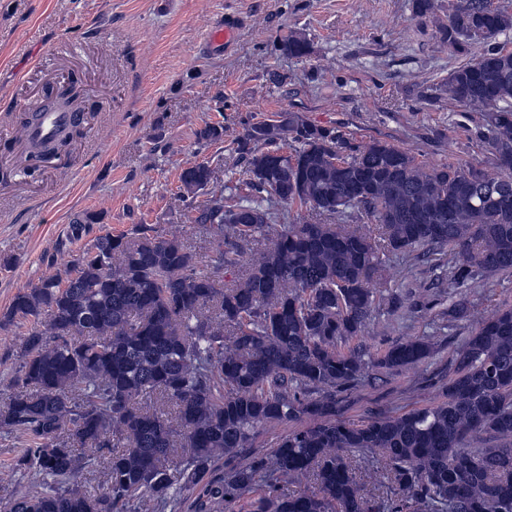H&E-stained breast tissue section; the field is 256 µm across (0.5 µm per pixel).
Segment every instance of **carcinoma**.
Listing matches in <instances>:
<instances>
[{
    "label": "carcinoma",
    "instance_id": "obj_1",
    "mask_svg": "<svg viewBox=\"0 0 512 512\" xmlns=\"http://www.w3.org/2000/svg\"><path fill=\"white\" fill-rule=\"evenodd\" d=\"M474 2L448 0L440 42L487 48L440 89L484 113L497 175L427 166L290 113L236 138L254 144L241 185L305 215L276 225L247 196L224 202V171L202 161L180 182L205 197L190 223L209 253L137 227L15 295L5 323L36 325L18 387L0 396V436L26 439L13 470L35 478L5 512H223L237 500L244 512H512L511 306L452 350L441 400L336 417L339 393L432 352L426 337L366 350L389 253L446 249L451 284L474 268L512 273V51L495 43L512 11ZM226 266L240 268L232 287ZM284 422L288 434L257 446ZM100 468L102 489L80 481Z\"/></svg>",
    "mask_w": 512,
    "mask_h": 512
}]
</instances>
